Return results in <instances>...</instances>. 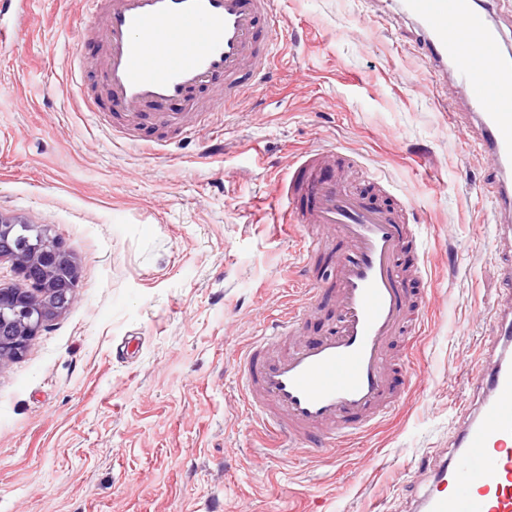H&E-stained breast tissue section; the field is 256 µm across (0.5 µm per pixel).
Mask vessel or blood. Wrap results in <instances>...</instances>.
Wrapping results in <instances>:
<instances>
[{"instance_id":"b4317fda","label":"vessel or blood","mask_w":512,"mask_h":512,"mask_svg":"<svg viewBox=\"0 0 512 512\" xmlns=\"http://www.w3.org/2000/svg\"><path fill=\"white\" fill-rule=\"evenodd\" d=\"M418 30L421 53L450 69L468 94L478 146L493 171L489 189L504 259L503 288L485 314L495 327L482 348L467 409L451 450L415 501V512H512V51L474 0H397ZM99 23L101 61L112 109L124 116L117 136L151 144V131L194 138L221 124L266 83L281 23L278 0H84ZM223 81L224 93L200 105L199 92ZM336 150L297 157L283 183L282 222L305 231L300 256L326 258L305 271L301 304L273 321L242 351L240 386L259 425L303 453H328L362 439L401 401L391 350L405 331L420 332L412 312L413 277L400 256H423V233L405 215L349 189L332 171ZM331 301L336 319L309 335Z\"/></svg>"}]
</instances>
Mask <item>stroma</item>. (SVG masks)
Returning <instances> with one entry per match:
<instances>
[{
  "instance_id": "obj_1",
  "label": "stroma",
  "mask_w": 512,
  "mask_h": 512,
  "mask_svg": "<svg viewBox=\"0 0 512 512\" xmlns=\"http://www.w3.org/2000/svg\"><path fill=\"white\" fill-rule=\"evenodd\" d=\"M82 0H0V212L51 225L80 263L73 305L0 364V512H408L474 396L499 288L486 162L463 87L431 76L395 0H280L273 77L222 137L131 147L73 74ZM389 178L427 232L426 335L402 401L362 442L270 453L238 355L297 294L275 221L296 152Z\"/></svg>"
}]
</instances>
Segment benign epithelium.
<instances>
[{"mask_svg": "<svg viewBox=\"0 0 512 512\" xmlns=\"http://www.w3.org/2000/svg\"><path fill=\"white\" fill-rule=\"evenodd\" d=\"M45 225L0 212V259L16 282L0 288V364L22 356L43 327L76 300L79 265Z\"/></svg>", "mask_w": 512, "mask_h": 512, "instance_id": "benign-epithelium-1", "label": "benign epithelium"}]
</instances>
